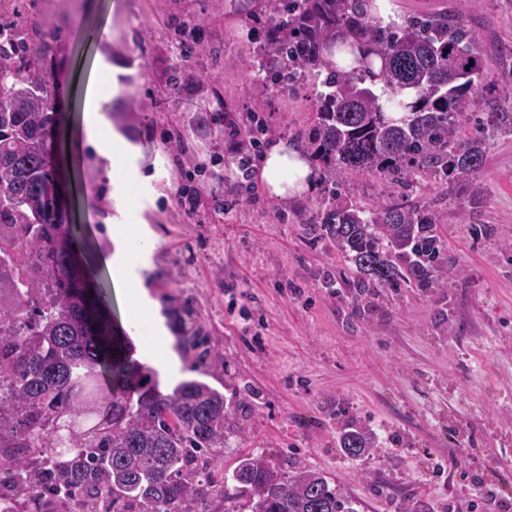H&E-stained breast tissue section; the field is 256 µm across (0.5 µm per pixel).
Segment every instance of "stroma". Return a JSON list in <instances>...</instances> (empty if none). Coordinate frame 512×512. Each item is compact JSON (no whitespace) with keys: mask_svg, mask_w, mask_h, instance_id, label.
Listing matches in <instances>:
<instances>
[{"mask_svg":"<svg viewBox=\"0 0 512 512\" xmlns=\"http://www.w3.org/2000/svg\"><path fill=\"white\" fill-rule=\"evenodd\" d=\"M487 52L512 46V0H453ZM29 23L58 39L52 73L73 125L96 65L118 67V91L103 108L113 129L140 150L149 186L126 185L128 211L112 198V170L92 148L76 155L75 212L93 256L113 250L110 225H135L156 250L144 271L158 312L191 308L209 333L198 364L182 360L181 380H198L241 404L248 422L224 450L225 468L246 453L297 462L334 479L357 512H469L473 488L512 503V135L487 140L473 181L478 199L462 220L455 199L422 194L443 221L448 285L380 288L372 303L322 285L346 268L312 244L301 211L313 190L286 207L247 188L243 155L229 123L261 111L275 139L298 141L315 105L311 86L272 91L258 77L259 46L250 0H31ZM199 29L200 49L169 82L175 31ZM105 27L91 43L84 31ZM199 187L188 215L179 188ZM223 208L224 221L211 212ZM474 224L491 234L474 236ZM367 422L380 444L361 460L338 446L348 420Z\"/></svg>","mask_w":512,"mask_h":512,"instance_id":"35a3bbf8","label":"stroma"}]
</instances>
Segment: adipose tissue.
<instances>
[{
	"label": "adipose tissue",
	"mask_w": 512,
	"mask_h": 512,
	"mask_svg": "<svg viewBox=\"0 0 512 512\" xmlns=\"http://www.w3.org/2000/svg\"><path fill=\"white\" fill-rule=\"evenodd\" d=\"M116 85L114 69L105 66L100 71L99 79L88 84L84 93L85 98L91 99L94 105L86 116L83 128L85 143L112 164L119 160L128 161L129 148L112 134L108 118L99 113L98 107L109 100ZM253 169L256 181L268 196L284 204L301 200L314 190L319 181V171L313 161L301 148L283 139L271 142L254 163ZM112 243L114 250L105 265L121 275V286L132 302L129 322L134 326L150 325L154 336L161 342L157 348H139L136 359L155 370L160 379H167L178 373L180 363L168 343V330L163 321L151 313V298L143 277L146 256L154 249L155 241L141 237L137 252H130L125 227L117 224L112 228Z\"/></svg>",
	"instance_id": "obj_1"
}]
</instances>
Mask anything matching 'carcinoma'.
Masks as SVG:
<instances>
[{"label": "carcinoma", "mask_w": 512, "mask_h": 512, "mask_svg": "<svg viewBox=\"0 0 512 512\" xmlns=\"http://www.w3.org/2000/svg\"><path fill=\"white\" fill-rule=\"evenodd\" d=\"M373 7L268 0L259 62L275 90L314 87L302 138L325 175L301 221L347 259L360 299L445 285L438 211L411 196L432 178L439 196L472 203L486 132L512 133V108L487 87V53L460 15L445 7L383 26ZM27 18L28 0L0 11V512H356L306 467L248 453L224 469L245 415L205 382L163 394L141 378L86 292L75 225L47 193L61 124L57 43ZM327 51L339 61L324 74ZM344 172L401 191L364 205L338 180ZM186 314L174 313L179 339L203 358L207 333ZM338 444L360 459L376 438L354 420Z\"/></svg>", "instance_id": "cac0c4a2"}]
</instances>
